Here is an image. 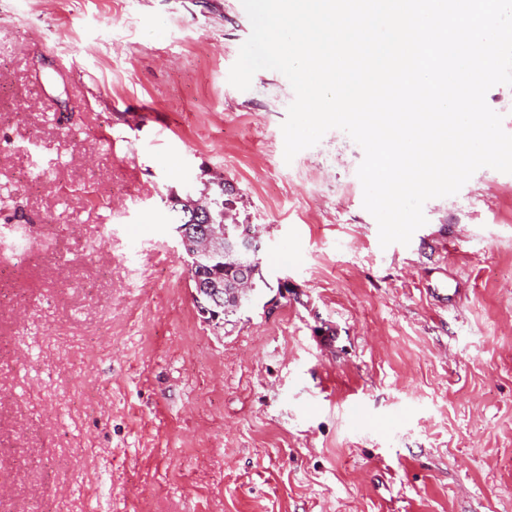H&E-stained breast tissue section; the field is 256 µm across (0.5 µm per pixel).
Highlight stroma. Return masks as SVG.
Here are the masks:
<instances>
[{"mask_svg": "<svg viewBox=\"0 0 512 512\" xmlns=\"http://www.w3.org/2000/svg\"><path fill=\"white\" fill-rule=\"evenodd\" d=\"M250 33L236 0H0V252L59 226L0 313V512H512V174L381 247L362 148L285 162L287 78L229 83ZM215 177L269 283L221 328L166 205Z\"/></svg>", "mask_w": 512, "mask_h": 512, "instance_id": "35a3bbf8", "label": "stroma"}]
</instances>
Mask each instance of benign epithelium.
I'll return each mask as SVG.
<instances>
[{
	"mask_svg": "<svg viewBox=\"0 0 512 512\" xmlns=\"http://www.w3.org/2000/svg\"><path fill=\"white\" fill-rule=\"evenodd\" d=\"M178 237L183 248L189 250L194 263L204 259L224 256L252 257L258 251V235L253 228H241L234 224L222 225L211 223L207 208L198 206L193 223L178 229ZM252 291L250 280H236L224 284H198V300L202 301L204 315L211 316V321H218L220 314L237 311L248 299Z\"/></svg>",
	"mask_w": 512,
	"mask_h": 512,
	"instance_id": "obj_1",
	"label": "benign epithelium"
}]
</instances>
